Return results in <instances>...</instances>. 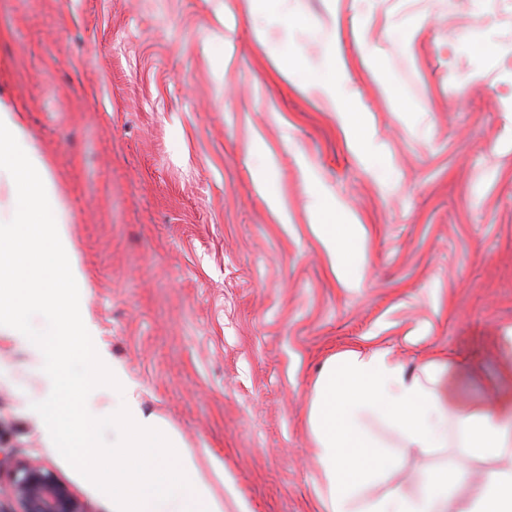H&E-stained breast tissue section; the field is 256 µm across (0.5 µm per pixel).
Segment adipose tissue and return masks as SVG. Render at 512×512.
<instances>
[{
	"label": "adipose tissue",
	"mask_w": 512,
	"mask_h": 512,
	"mask_svg": "<svg viewBox=\"0 0 512 512\" xmlns=\"http://www.w3.org/2000/svg\"><path fill=\"white\" fill-rule=\"evenodd\" d=\"M0 268L13 276L0 281V334L25 338L45 392L47 438L68 450L88 478L112 494V512H224L199 477L178 435L158 417L143 412L128 394L124 373L96 341L88 311L90 281L70 229V215L50 172L33 145L19 112L0 102ZM46 243L48 254L33 249ZM51 308L52 323L27 326L24 306ZM460 377L440 393L444 367ZM479 366L466 359L429 362L407 372L385 347L349 349L328 359L308 397V425L320 467L317 496L325 512H512V335L500 350L493 404L458 402L461 378H477ZM73 382L78 411L55 407L56 390ZM112 406L97 408L104 391ZM395 431L399 444L430 452L456 438L458 457L429 475L424 489L408 494L373 488L397 462L370 421ZM112 427V454L103 457L98 433ZM494 461L482 480L473 463Z\"/></svg>",
	"instance_id": "ef3b65f1"
}]
</instances>
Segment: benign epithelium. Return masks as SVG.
<instances>
[{
  "instance_id": "1",
  "label": "benign epithelium",
  "mask_w": 512,
  "mask_h": 512,
  "mask_svg": "<svg viewBox=\"0 0 512 512\" xmlns=\"http://www.w3.org/2000/svg\"><path fill=\"white\" fill-rule=\"evenodd\" d=\"M13 472L20 512H84L68 487L44 466L16 461Z\"/></svg>"
}]
</instances>
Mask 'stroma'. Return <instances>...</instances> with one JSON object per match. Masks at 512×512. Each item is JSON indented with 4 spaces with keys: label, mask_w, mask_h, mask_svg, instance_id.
Here are the masks:
<instances>
[{
    "label": "stroma",
    "mask_w": 512,
    "mask_h": 512,
    "mask_svg": "<svg viewBox=\"0 0 512 512\" xmlns=\"http://www.w3.org/2000/svg\"><path fill=\"white\" fill-rule=\"evenodd\" d=\"M334 60L365 145L308 83ZM0 101L71 215L101 346L224 512L228 479L250 512H322L306 398L340 350L467 355L486 397L512 329V0H0ZM318 198L362 227L356 287ZM39 390L0 340V512L16 461L112 512L46 441ZM447 460L404 451L394 478L417 491Z\"/></svg>",
    "instance_id": "obj_1"
}]
</instances>
